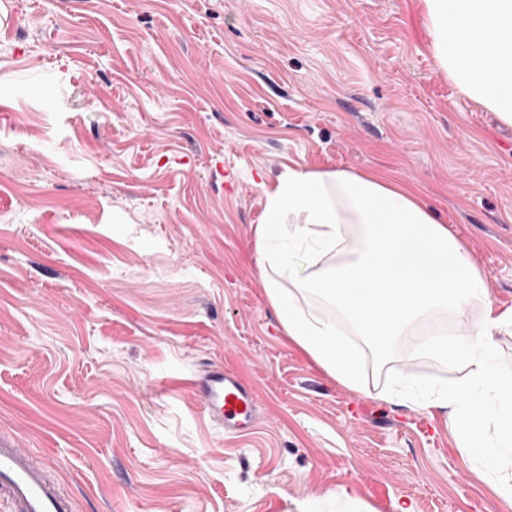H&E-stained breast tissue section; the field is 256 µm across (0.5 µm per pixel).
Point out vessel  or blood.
<instances>
[{
	"label": "vessel or blood",
	"instance_id": "obj_1",
	"mask_svg": "<svg viewBox=\"0 0 512 512\" xmlns=\"http://www.w3.org/2000/svg\"><path fill=\"white\" fill-rule=\"evenodd\" d=\"M189 384L204 414L225 430L238 432L255 424L257 400L242 376L211 365L195 373ZM49 468L12 436L0 434V497L10 512H76L73 496Z\"/></svg>",
	"mask_w": 512,
	"mask_h": 512
}]
</instances>
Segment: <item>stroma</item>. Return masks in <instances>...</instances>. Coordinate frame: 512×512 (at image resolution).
<instances>
[{
	"label": "stroma",
	"mask_w": 512,
	"mask_h": 512,
	"mask_svg": "<svg viewBox=\"0 0 512 512\" xmlns=\"http://www.w3.org/2000/svg\"><path fill=\"white\" fill-rule=\"evenodd\" d=\"M0 433L76 512H512L444 409L354 391L277 323L254 228L284 168L415 192L512 307V126L423 0H0ZM259 398L228 435L184 380Z\"/></svg>",
	"instance_id": "stroma-1"
}]
</instances>
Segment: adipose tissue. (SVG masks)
<instances>
[{"label": "adipose tissue", "mask_w": 512, "mask_h": 512, "mask_svg": "<svg viewBox=\"0 0 512 512\" xmlns=\"http://www.w3.org/2000/svg\"><path fill=\"white\" fill-rule=\"evenodd\" d=\"M431 49L459 91L512 124V0H424ZM266 294L287 336L350 389L363 388L358 347L386 361L429 316L482 315L469 333H439L411 352L454 371L447 381L400 379L395 399L444 408L464 446L512 496V368L487 336L512 330V307L458 237L407 187L375 174L285 169L254 229Z\"/></svg>", "instance_id": "adipose-tissue-1"}]
</instances>
